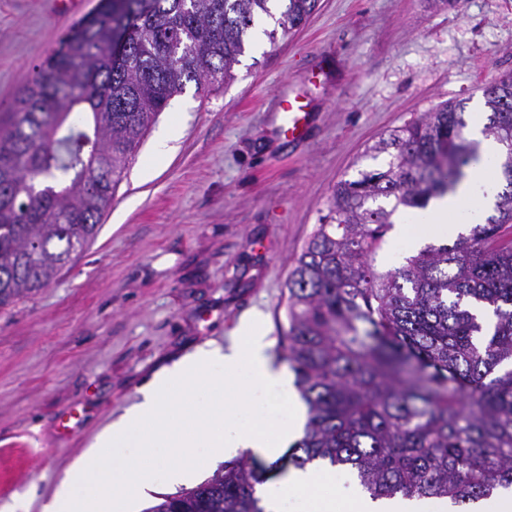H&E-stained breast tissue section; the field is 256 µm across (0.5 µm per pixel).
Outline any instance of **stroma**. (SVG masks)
Returning <instances> with one entry per match:
<instances>
[{"label": "stroma", "instance_id": "obj_1", "mask_svg": "<svg viewBox=\"0 0 512 512\" xmlns=\"http://www.w3.org/2000/svg\"><path fill=\"white\" fill-rule=\"evenodd\" d=\"M99 0H0V113ZM512 72V0H319L294 35L248 43L236 78L188 84L158 116L181 135L151 178L154 133L90 245L44 289L0 308V506L43 512L96 435L164 368L230 347L259 311L284 358L286 283L339 180L365 150L445 103L484 109ZM311 114L279 129L281 96Z\"/></svg>", "mask_w": 512, "mask_h": 512}]
</instances>
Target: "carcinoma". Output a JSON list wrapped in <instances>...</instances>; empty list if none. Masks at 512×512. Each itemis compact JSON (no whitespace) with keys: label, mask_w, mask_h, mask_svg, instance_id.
I'll return each mask as SVG.
<instances>
[{"label":"carcinoma","mask_w":512,"mask_h":512,"mask_svg":"<svg viewBox=\"0 0 512 512\" xmlns=\"http://www.w3.org/2000/svg\"><path fill=\"white\" fill-rule=\"evenodd\" d=\"M270 0H101L0 113V307L47 287L94 239L129 160L169 100L234 79ZM287 35L318 0H286ZM502 152L496 214L379 271L392 216L424 210L478 161L465 103L368 147L386 167L333 189L288 279L286 358L307 407L289 462L354 470L373 500L476 508L512 490V74L483 88ZM394 200L387 209L379 201ZM268 468L235 460L146 512H264Z\"/></svg>","instance_id":"carcinoma-1"}]
</instances>
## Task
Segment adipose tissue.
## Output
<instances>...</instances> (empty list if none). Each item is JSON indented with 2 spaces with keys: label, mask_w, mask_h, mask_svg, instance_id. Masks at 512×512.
Instances as JSON below:
<instances>
[{
  "label": "adipose tissue",
  "mask_w": 512,
  "mask_h": 512,
  "mask_svg": "<svg viewBox=\"0 0 512 512\" xmlns=\"http://www.w3.org/2000/svg\"><path fill=\"white\" fill-rule=\"evenodd\" d=\"M484 115L472 117L480 161L456 195L435 201L414 217H400L399 233L409 244L444 236L452 224H480L498 186L493 174L500 144L483 134ZM254 312L238 326L230 349L201 347L142 387L140 400L105 427L72 471L66 472L45 512H132L157 482H195L204 466L243 452L274 456L293 440L301 417L270 429L265 408L291 398V381L273 367L271 344ZM314 494L317 512H336L344 498L349 512H447L446 501L372 500L361 491L336 486L329 469H298L262 495L265 512H288L293 494Z\"/></svg>",
  "instance_id": "adipose-tissue-1"
}]
</instances>
